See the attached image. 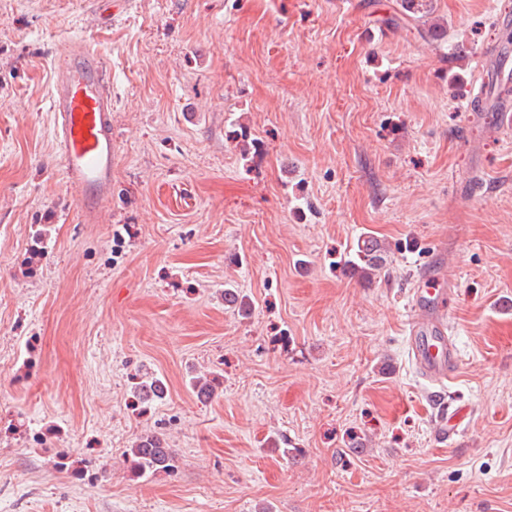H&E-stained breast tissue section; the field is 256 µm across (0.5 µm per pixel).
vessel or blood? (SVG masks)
<instances>
[{
	"label": "vessel or blood",
	"instance_id": "b4317fda",
	"mask_svg": "<svg viewBox=\"0 0 512 512\" xmlns=\"http://www.w3.org/2000/svg\"><path fill=\"white\" fill-rule=\"evenodd\" d=\"M52 110L58 162L79 197L84 222L98 223L112 196V89L104 62L83 43L71 44L55 69ZM450 297L442 274L421 277L408 320L411 356L420 373L439 384L452 381L459 369L448 336ZM464 415L462 407L449 408L439 423V438L459 435Z\"/></svg>",
	"mask_w": 512,
	"mask_h": 512
}]
</instances>
